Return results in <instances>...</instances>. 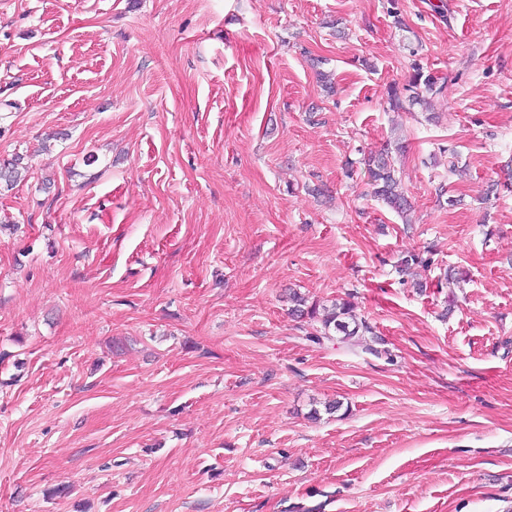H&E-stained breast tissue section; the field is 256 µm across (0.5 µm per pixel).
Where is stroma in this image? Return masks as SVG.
Returning a JSON list of instances; mask_svg holds the SVG:
<instances>
[{"instance_id": "obj_1", "label": "stroma", "mask_w": 512, "mask_h": 512, "mask_svg": "<svg viewBox=\"0 0 512 512\" xmlns=\"http://www.w3.org/2000/svg\"><path fill=\"white\" fill-rule=\"evenodd\" d=\"M15 152L0 512H512V0H0ZM365 164L374 197L397 213L407 211L408 200L399 187L394 167L383 156V153H380L379 156H370ZM293 302L296 307L292 311L297 316L307 315L310 319H315L320 315L321 333L316 336L317 340L330 339L331 336L336 335L339 336L341 342L355 345L351 342L355 336H359V332L371 333V327L365 321H358L350 301L336 299L330 306H323L322 313L316 303L306 307L307 303L304 297L294 294Z\"/></svg>"}]
</instances>
